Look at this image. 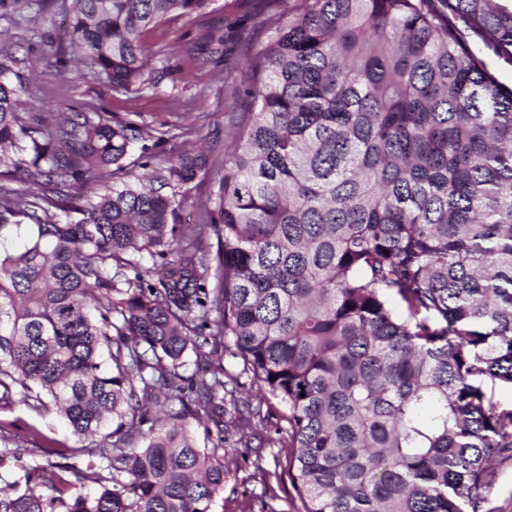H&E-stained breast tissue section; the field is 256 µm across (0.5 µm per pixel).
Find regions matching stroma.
Here are the masks:
<instances>
[{"instance_id": "stroma-1", "label": "stroma", "mask_w": 512, "mask_h": 512, "mask_svg": "<svg viewBox=\"0 0 512 512\" xmlns=\"http://www.w3.org/2000/svg\"><path fill=\"white\" fill-rule=\"evenodd\" d=\"M69 6L70 0H49L47 9L26 8L10 20L0 17V34L14 42L19 57L33 62L24 71L30 93L23 98V111L44 114L52 122L73 112L105 118L140 112L154 125H165L187 149H204L207 173L191 185L180 229L204 246L215 247L204 203L233 146L235 119L228 102L249 82L251 48L266 35V16L248 20L240 37L226 41L227 56L221 62L207 60L203 45L208 35L225 32L235 18L232 0H212L203 13L145 30L142 41L151 51L152 66H168L169 74L157 87L116 95L80 61H70L60 72L40 65L47 51L43 40L62 33ZM0 421L16 422L15 433L30 450L23 458L27 464L34 460L33 449L46 440L61 448L83 445L53 409L39 411L17 401L0 409ZM275 426L272 419L225 420L224 490L212 503V512H292L295 492L288 480V449L267 442Z\"/></svg>"}]
</instances>
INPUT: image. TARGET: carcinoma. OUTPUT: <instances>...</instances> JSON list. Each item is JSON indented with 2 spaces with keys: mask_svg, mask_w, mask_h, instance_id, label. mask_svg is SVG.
Instances as JSON below:
<instances>
[{
  "mask_svg": "<svg viewBox=\"0 0 512 512\" xmlns=\"http://www.w3.org/2000/svg\"><path fill=\"white\" fill-rule=\"evenodd\" d=\"M210 3L71 0L53 65L155 87L143 32ZM266 4L237 0L229 29ZM455 19L512 61L497 0H288L207 197L213 253L179 231L201 153L152 164L166 132L140 112L20 111V60L0 49V180L41 187L23 201L0 183V238L22 241L0 244V405L34 386L88 440L42 449L0 512H210L226 406L265 420L226 356L283 407L294 512H499L512 406L485 386L512 387V88ZM85 455L76 481L45 483L52 457Z\"/></svg>",
  "mask_w": 512,
  "mask_h": 512,
  "instance_id": "cac0c4a2",
  "label": "carcinoma"
}]
</instances>
